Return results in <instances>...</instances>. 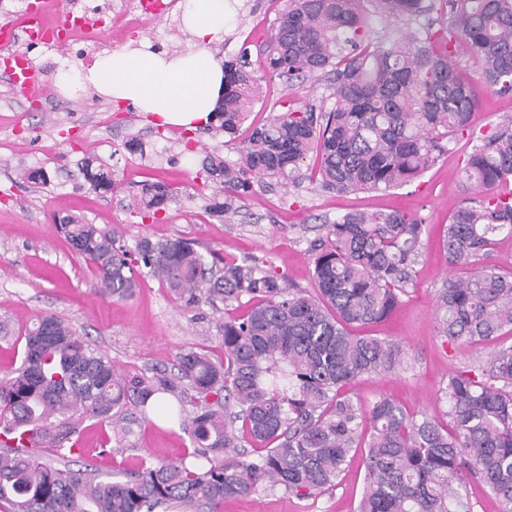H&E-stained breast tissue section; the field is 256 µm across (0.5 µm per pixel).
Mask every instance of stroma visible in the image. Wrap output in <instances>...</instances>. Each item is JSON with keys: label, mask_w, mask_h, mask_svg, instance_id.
Listing matches in <instances>:
<instances>
[{"label": "stroma", "mask_w": 512, "mask_h": 512, "mask_svg": "<svg viewBox=\"0 0 512 512\" xmlns=\"http://www.w3.org/2000/svg\"><path fill=\"white\" fill-rule=\"evenodd\" d=\"M184 2L172 0L169 9L141 27L113 30L104 43L88 48L89 59L141 40L169 50L184 47L186 37L179 29ZM281 6L282 0H232L224 39L210 48L224 60L248 51L260 79L259 100L234 141L210 128L189 131L159 126L131 104L107 101L82 81L83 62L68 52L30 51L34 66L52 79L45 98L18 101L8 80L0 77V322L8 324L7 333H0V379L20 366L24 333L45 314L63 319L92 347L107 354L119 371L147 374L157 366L173 368L177 354L194 347L222 357L217 325L245 311L243 304L221 300L186 307L164 282L149 275L127 299L101 296L91 266L55 224L56 218L68 214L101 228L119 229L129 246L140 236L156 241L181 238L193 241L203 254L215 251L228 259L250 257L308 291L313 288L314 268L310 244L321 236L322 225L356 210L419 216L425 231L413 282L396 311L366 329L367 334L403 345L408 364L345 388V396L365 409L387 397L408 415L443 418L448 405L440 389L449 375L476 367L478 359L497 345L512 344V333L493 343H451L437 329L436 291L445 277L465 273L463 267L449 265L442 238L449 215L465 197L460 171L471 149L467 141L450 142L431 169L400 188L336 193L309 178L288 187L257 182L236 213H214V204L223 201L224 195L218 182L201 184L208 155L236 161L241 139L279 112L283 100L316 109L332 104L327 76L291 87L265 70L260 48ZM449 62L477 85L478 125L512 117V96L479 85L478 63L466 44L453 47ZM133 138L143 143L144 153L126 149V142ZM87 157L111 169L120 183L118 190H90L82 173ZM32 171L40 172L42 181H26ZM158 181L173 188L175 195L155 218H141L136 210L140 188ZM79 428L81 456L66 462L49 452L46 460L75 469L89 462L100 472L120 477L151 462L185 457L193 450L189 434L175 423L142 425L121 448L111 426L85 419ZM365 456V448L353 449L338 485L318 496L299 498L280 490H261L226 499L219 512H357L364 490Z\"/></svg>", "instance_id": "1"}]
</instances>
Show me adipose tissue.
<instances>
[{"mask_svg": "<svg viewBox=\"0 0 512 512\" xmlns=\"http://www.w3.org/2000/svg\"><path fill=\"white\" fill-rule=\"evenodd\" d=\"M227 0H185L181 17L189 45L180 51L125 47L97 58L83 78L108 100L126 101L157 124L207 125L221 97V59L209 47L224 37Z\"/></svg>", "mask_w": 512, "mask_h": 512, "instance_id": "ef3b65f1", "label": "adipose tissue"}]
</instances>
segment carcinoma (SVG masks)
I'll use <instances>...</instances> for the list:
<instances>
[{
	"label": "carcinoma",
	"instance_id": "1",
	"mask_svg": "<svg viewBox=\"0 0 512 512\" xmlns=\"http://www.w3.org/2000/svg\"><path fill=\"white\" fill-rule=\"evenodd\" d=\"M366 0H284L263 42L266 68L290 82L328 75L331 107L281 104L256 127L230 164L218 157L205 172L220 178L234 210L253 181L295 184L311 153L321 185L338 192L402 187L425 173L459 135L473 142L463 189L476 191L448 218L442 248L465 277L437 291L438 332L450 342L483 344L512 331V273L477 259L501 234L512 236V118L484 132L475 120L477 95L448 62V47L469 45L485 87L512 94V0H373L375 9L413 23L445 5L451 23L428 26L406 40H367ZM247 56L224 62V95L216 120L234 135L259 93ZM95 191L114 186L112 173L88 160ZM172 197L162 183L141 188L145 217L156 218ZM73 248L93 265L100 292L124 299L148 273L195 306L248 298V315L219 324L224 360L203 350L177 356V372L149 377L116 371L112 360L54 314L26 329L21 365L0 381V507L7 512H155L159 507L218 512L224 499L260 488L296 497L337 485L364 429L365 487L358 512H471L464 490L472 478L512 512V345L462 371L442 388L447 421L410 417L389 398L363 411L340 390L364 375L406 362L399 344L359 336L351 328L377 323L396 309L421 255L423 222L402 212L346 213L313 243L314 292L252 258H205L183 239L123 243L115 228L76 216L60 222ZM193 405L185 413V399ZM112 425L121 442L157 415L190 435L192 456L151 463L114 478L90 464L59 469L45 450L74 454L80 442L72 412ZM263 445L252 458L235 422Z\"/></svg>",
	"mask_w": 512,
	"mask_h": 512
}]
</instances>
